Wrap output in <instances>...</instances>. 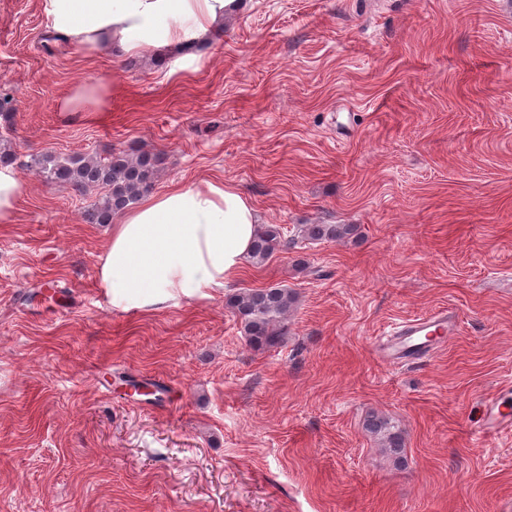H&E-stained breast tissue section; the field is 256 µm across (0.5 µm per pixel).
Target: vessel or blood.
<instances>
[{"mask_svg": "<svg viewBox=\"0 0 512 512\" xmlns=\"http://www.w3.org/2000/svg\"><path fill=\"white\" fill-rule=\"evenodd\" d=\"M455 320L448 311H437L412 319L396 329L379 346L381 358L392 364L420 354L424 345L432 344L440 336L453 333ZM480 431L482 434L508 435L512 433V414L503 411L500 404L489 401L482 406Z\"/></svg>", "mask_w": 512, "mask_h": 512, "instance_id": "b4317fda", "label": "vessel or blood"}]
</instances>
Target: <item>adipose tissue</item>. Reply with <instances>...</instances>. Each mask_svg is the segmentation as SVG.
I'll use <instances>...</instances> for the list:
<instances>
[{"label":"adipose tissue","instance_id":"obj_1","mask_svg":"<svg viewBox=\"0 0 512 512\" xmlns=\"http://www.w3.org/2000/svg\"><path fill=\"white\" fill-rule=\"evenodd\" d=\"M51 30L82 52L166 54L209 42L236 0H40ZM108 85H74L60 112L102 111ZM259 222L250 197L215 179L176 184L116 214L97 279L113 307L150 311L211 299L242 268Z\"/></svg>","mask_w":512,"mask_h":512}]
</instances>
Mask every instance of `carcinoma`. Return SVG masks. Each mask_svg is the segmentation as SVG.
<instances>
[{
    "instance_id": "carcinoma-1",
    "label": "carcinoma",
    "mask_w": 512,
    "mask_h": 512,
    "mask_svg": "<svg viewBox=\"0 0 512 512\" xmlns=\"http://www.w3.org/2000/svg\"><path fill=\"white\" fill-rule=\"evenodd\" d=\"M16 111V97L0 91V119L10 126ZM161 159L143 151L112 152L105 157L95 155L58 157L40 154L31 157L28 167L46 183H65L83 193L99 191L98 198L86 212L91 224H110L113 216L134 205L151 192L156 183ZM301 232L312 242L356 240L358 224H304ZM296 239L286 236L279 224L259 226L248 256L253 265L265 263L274 253L289 250ZM297 302L296 294L286 288L250 289L231 295L226 306L243 328L251 347L267 350L277 347L288 332V316ZM365 429L379 441L381 450L396 461L404 456L400 432L387 418L370 415Z\"/></svg>"
}]
</instances>
